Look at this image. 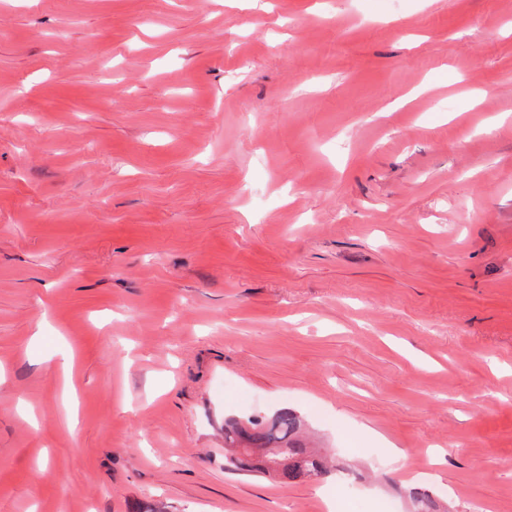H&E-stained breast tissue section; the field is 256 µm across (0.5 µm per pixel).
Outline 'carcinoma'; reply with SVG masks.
Returning a JSON list of instances; mask_svg holds the SVG:
<instances>
[{
    "label": "carcinoma",
    "instance_id": "obj_1",
    "mask_svg": "<svg viewBox=\"0 0 512 512\" xmlns=\"http://www.w3.org/2000/svg\"><path fill=\"white\" fill-rule=\"evenodd\" d=\"M300 427V419L288 409L270 419L231 420L224 424V462L285 485L328 474L329 457L302 443Z\"/></svg>",
    "mask_w": 512,
    "mask_h": 512
}]
</instances>
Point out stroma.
Masks as SVG:
<instances>
[{
  "mask_svg": "<svg viewBox=\"0 0 512 512\" xmlns=\"http://www.w3.org/2000/svg\"><path fill=\"white\" fill-rule=\"evenodd\" d=\"M1 16L0 512H512V0ZM301 422L288 409L271 419L247 417L224 423V462L280 484L326 475L333 465L321 451L306 448Z\"/></svg>",
  "mask_w": 512,
  "mask_h": 512,
  "instance_id": "1",
  "label": "stroma"
}]
</instances>
